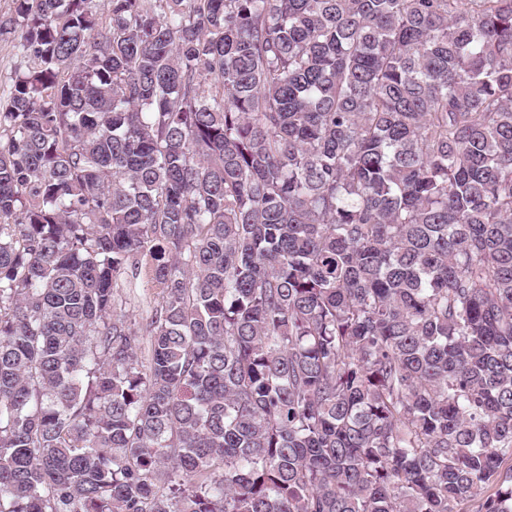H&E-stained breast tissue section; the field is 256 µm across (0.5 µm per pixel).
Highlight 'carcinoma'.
I'll return each instance as SVG.
<instances>
[{
    "label": "carcinoma",
    "mask_w": 512,
    "mask_h": 512,
    "mask_svg": "<svg viewBox=\"0 0 512 512\" xmlns=\"http://www.w3.org/2000/svg\"><path fill=\"white\" fill-rule=\"evenodd\" d=\"M13 2L0 512H512V0ZM156 288H146L142 285L134 291L129 288H120L118 311L132 314L136 318L139 325H145L146 318L149 316L151 309L159 300Z\"/></svg>",
    "instance_id": "1"
}]
</instances>
